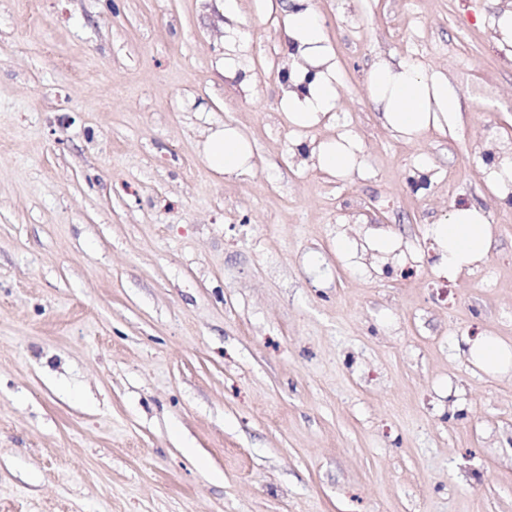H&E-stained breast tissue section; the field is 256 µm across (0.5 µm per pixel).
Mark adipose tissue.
I'll use <instances>...</instances> for the list:
<instances>
[{
	"label": "adipose tissue",
	"instance_id": "ef3b65f1",
	"mask_svg": "<svg viewBox=\"0 0 512 512\" xmlns=\"http://www.w3.org/2000/svg\"><path fill=\"white\" fill-rule=\"evenodd\" d=\"M286 14L291 53L280 107L289 125L307 129L335 110L338 72L313 0H289ZM367 94L384 125L406 141L447 124L449 115L459 108L447 75L439 70L423 72L411 60L395 64L382 58L374 60L367 72ZM204 158L214 172L240 176L253 168V147L238 128L227 125L208 136ZM309 158L319 170L346 177L360 171L362 148L354 137L341 133L312 146ZM429 232L440 244L438 266L442 271L457 275L488 257L493 231L481 209L454 208L445 221L431 225ZM399 248L397 234L380 228L368 230L360 241L343 234L336 237V252L345 259L368 252L385 263L398 258ZM456 349L484 372L512 371V345L496 337L465 336Z\"/></svg>",
	"mask_w": 512,
	"mask_h": 512
}]
</instances>
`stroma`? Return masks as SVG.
I'll return each instance as SVG.
<instances>
[{
  "label": "stroma",
  "mask_w": 512,
  "mask_h": 512,
  "mask_svg": "<svg viewBox=\"0 0 512 512\" xmlns=\"http://www.w3.org/2000/svg\"><path fill=\"white\" fill-rule=\"evenodd\" d=\"M313 3L339 96L298 131L282 0H0V512H512V372L454 349L512 344V0ZM379 56L447 75L446 131L383 126ZM227 124L238 178L203 155ZM343 131L350 177L293 151ZM460 205L494 242L451 277ZM369 228L402 256L359 272L334 242ZM253 147L238 128L224 125L207 138L204 158L208 167L224 176H240L253 168ZM490 183L501 193L512 190V157L506 155L494 164L490 173ZM429 232L440 244L438 267L460 274L484 263L488 257L493 231L481 209L455 207L448 219L430 225ZM456 350L485 373L506 374L512 370V346L494 336H464L457 341Z\"/></svg>",
  "instance_id": "1"
}]
</instances>
